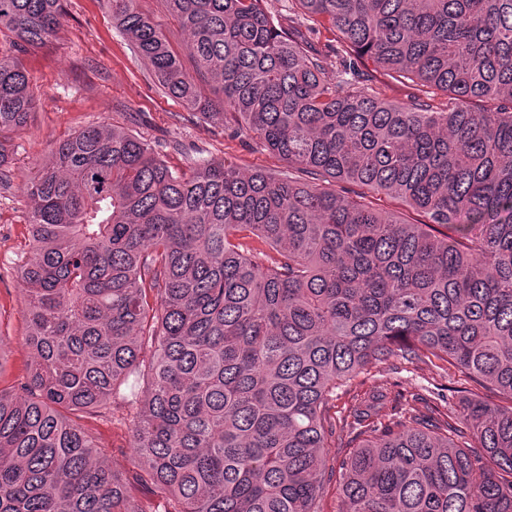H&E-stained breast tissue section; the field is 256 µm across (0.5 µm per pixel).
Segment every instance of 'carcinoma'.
I'll return each mask as SVG.
<instances>
[{
  "label": "carcinoma",
  "mask_w": 512,
  "mask_h": 512,
  "mask_svg": "<svg viewBox=\"0 0 512 512\" xmlns=\"http://www.w3.org/2000/svg\"><path fill=\"white\" fill-rule=\"evenodd\" d=\"M163 2L193 75L140 0H109L112 25L166 95L292 171L175 170L108 123L53 147L26 187L34 361L0 388V512H151L79 423L114 406L175 512H318L336 391L422 353L508 405L462 397L431 427L376 387L351 414L346 512H512V0ZM62 4L0 0V33L42 47ZM365 62L417 94L379 99ZM35 105L0 58V168Z\"/></svg>",
  "instance_id": "obj_1"
}]
</instances>
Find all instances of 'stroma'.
<instances>
[{
    "instance_id": "obj_1",
    "label": "stroma",
    "mask_w": 512,
    "mask_h": 512,
    "mask_svg": "<svg viewBox=\"0 0 512 512\" xmlns=\"http://www.w3.org/2000/svg\"><path fill=\"white\" fill-rule=\"evenodd\" d=\"M1 55L28 73L38 100L27 130L7 141L11 162L0 171V387L8 388L26 380L32 364L25 343L19 276L29 249L25 189L56 143L82 128L107 122L143 138L178 169H188L200 156L275 175L287 172L288 163L254 139L225 136L222 124L192 113L165 95L148 64L113 27L107 0H66L55 38L24 51L0 37ZM380 382L408 394L406 411L421 416L429 415L436 405L438 388H471L482 400L496 399L491 389L473 387L456 369H442L426 360H396L365 376L366 386ZM130 420V411L122 408L106 417L85 419L84 424L107 448L112 470L129 479V495L148 503L152 512H172V497L131 479L136 465Z\"/></svg>"
}]
</instances>
